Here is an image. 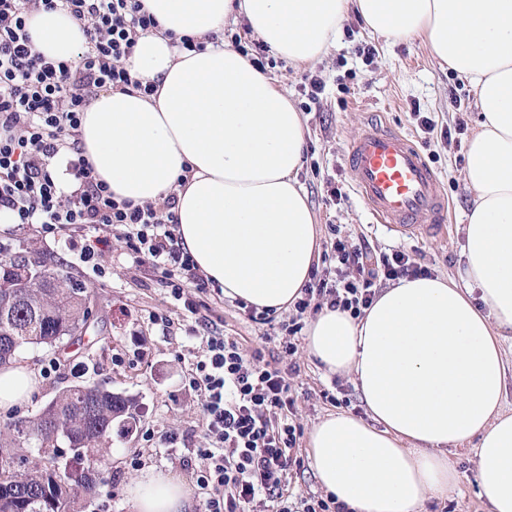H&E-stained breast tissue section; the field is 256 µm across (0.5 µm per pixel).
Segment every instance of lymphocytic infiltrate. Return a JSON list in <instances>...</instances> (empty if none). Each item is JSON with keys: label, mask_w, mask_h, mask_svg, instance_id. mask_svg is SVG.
Here are the masks:
<instances>
[{"label": "lymphocytic infiltrate", "mask_w": 512, "mask_h": 512, "mask_svg": "<svg viewBox=\"0 0 512 512\" xmlns=\"http://www.w3.org/2000/svg\"><path fill=\"white\" fill-rule=\"evenodd\" d=\"M67 10L83 24L87 45L78 63L52 61L31 47L28 17ZM142 0H0V211L16 224L40 225L43 233L70 230V249L99 277L110 240L121 237L136 268L168 288L194 320L188 332L200 345L185 387L202 400L205 445L196 449L194 474L203 512H348L332 496H296L288 474L301 466L295 455L303 429L292 417L288 382L296 364L280 368L261 350L245 351L235 339L212 330L204 311L209 282L176 234V196L162 202L116 201L83 156L81 114L103 88L141 89L125 66L140 35L157 28ZM70 157L77 187L64 191L52 171L60 154ZM328 267L312 269L294 314L277 320L274 310L248 307L259 325H278L294 355L291 338L303 329L308 309L329 307L357 318L371 307L387 281L428 275L427 267L403 250L373 255L366 241L336 238Z\"/></svg>", "instance_id": "obj_1"}]
</instances>
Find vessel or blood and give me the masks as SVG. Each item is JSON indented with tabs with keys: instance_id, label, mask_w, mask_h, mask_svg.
I'll return each mask as SVG.
<instances>
[{
	"instance_id": "obj_1",
	"label": "vessel or blood",
	"mask_w": 512,
	"mask_h": 512,
	"mask_svg": "<svg viewBox=\"0 0 512 512\" xmlns=\"http://www.w3.org/2000/svg\"><path fill=\"white\" fill-rule=\"evenodd\" d=\"M345 161L377 222L402 235L447 233L448 199L434 169L405 135L369 125L347 144Z\"/></svg>"
}]
</instances>
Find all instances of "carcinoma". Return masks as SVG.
Listing matches in <instances>:
<instances>
[{
    "instance_id": "obj_1",
    "label": "carcinoma",
    "mask_w": 512,
    "mask_h": 512,
    "mask_svg": "<svg viewBox=\"0 0 512 512\" xmlns=\"http://www.w3.org/2000/svg\"><path fill=\"white\" fill-rule=\"evenodd\" d=\"M33 259L52 268L47 279L0 296V367L12 364L25 347L55 345L88 326L87 288L63 264L27 250L5 257L0 276L21 280ZM137 407L131 397L83 382L60 392L35 416L9 423L0 436V456L15 457L23 428L35 455L18 459L15 469L0 465V512H80L84 499L105 486L101 452L112 424L133 429ZM64 445L72 452L68 459L60 450Z\"/></svg>"
}]
</instances>
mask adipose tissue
<instances>
[{"mask_svg": "<svg viewBox=\"0 0 512 512\" xmlns=\"http://www.w3.org/2000/svg\"><path fill=\"white\" fill-rule=\"evenodd\" d=\"M160 23L126 66L154 95L104 90L80 139L117 200L176 193L177 234L224 295L285 311L302 297L319 231L298 180L305 128L285 90L238 50L201 53L172 35H219L245 17L294 65L319 60L349 11L393 40L421 37L477 91L481 120L466 153L473 192L461 281L402 279L360 318L323 308L306 330L327 374L350 375L368 417L328 414L308 433L319 486L351 512H418L456 485L449 449L473 442L490 512H512V413L504 410L501 338L512 332V0H143ZM27 28L45 57L78 61L88 38L62 10ZM32 371L0 369V408L29 399ZM132 512H191L185 483L150 472L128 491Z\"/></svg>", "mask_w": 512, "mask_h": 512, "instance_id": "obj_1", "label": "adipose tissue"}]
</instances>
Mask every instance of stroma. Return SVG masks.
I'll return each instance as SVG.
<instances>
[{"label":"stroma","instance_id":"35a3bbf8","mask_svg":"<svg viewBox=\"0 0 512 512\" xmlns=\"http://www.w3.org/2000/svg\"><path fill=\"white\" fill-rule=\"evenodd\" d=\"M374 45L376 55L364 64L355 48ZM267 74L286 88L307 128L303 167L298 179L318 224L320 245L329 249L335 236L367 239L374 252L403 248L413 252L433 275L460 278L464 260L463 227L472 192L464 180L467 144L480 114L476 89L466 78L449 71L429 52L422 38L392 41L367 28L362 17L349 13L335 41L318 61L295 67L273 51H265ZM317 75L326 84L319 102H309L302 91L305 78ZM427 113L438 129L424 133L416 112ZM397 130L421 146L434 168L450 203L452 220L443 237L400 236L374 223L358 198L344 163L347 143L360 135L370 121ZM463 123L462 133L444 138L445 127ZM342 197L330 200L329 186ZM0 244L11 252L31 248L63 261L71 276L90 293V325L82 335L65 339L62 347L30 346L20 353L22 362L37 370L31 397L8 410L0 409V430L11 421L30 417L63 389L81 382H97L112 391L137 398L139 413L131 431L113 428L107 442L104 477L110 491L88 503L85 512H129L126 490L148 471L168 473L194 486V468L186 462L188 449L202 443L203 414L200 398L185 391L182 380L193 361L192 341L183 331L169 333L152 324L150 313L179 318L180 310L158 282L142 277L133 267L121 239H113L105 261L106 277L83 268L70 252L64 235H45L36 224L0 223ZM208 316L215 330L235 338L244 349L264 348L266 356H278V339H266L265 328L252 322L236 301L209 295ZM294 359L300 367L290 377L295 400L294 419L310 430L325 415L348 412L366 417L367 412L352 377L327 376L306 351V335L295 338ZM58 367L43 374L49 360ZM151 440H144V433ZM177 445H170V434ZM141 466H131L133 457ZM458 482L448 497L427 501L420 512H489L482 493L474 454L468 449L449 451Z\"/></svg>","mask_w":512,"mask_h":512}]
</instances>
